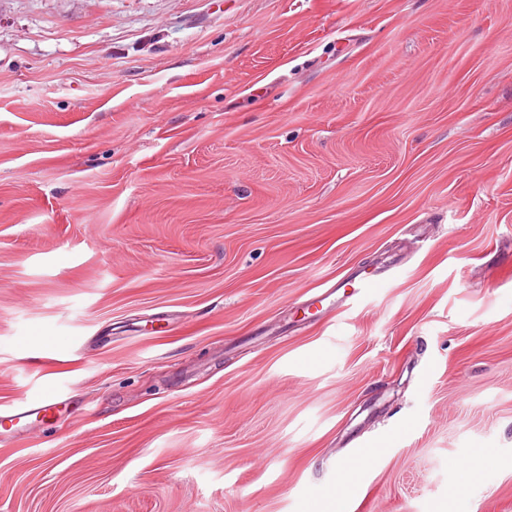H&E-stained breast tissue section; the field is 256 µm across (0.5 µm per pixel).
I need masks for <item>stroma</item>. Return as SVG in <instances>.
<instances>
[{
    "label": "stroma",
    "instance_id": "1",
    "mask_svg": "<svg viewBox=\"0 0 512 512\" xmlns=\"http://www.w3.org/2000/svg\"><path fill=\"white\" fill-rule=\"evenodd\" d=\"M51 392L0 512H512V0H0V410ZM383 275V277L380 276ZM380 274H372L366 278H364L358 288L350 295H342L341 297V301L338 302V304L333 307L334 305V301L329 305L328 309L330 308V312L336 310V309H341V308H350L354 305H356V302L353 301L354 297L356 295H359L361 294L362 297H367L371 294L374 293V291L376 290V288H378L383 282L386 281V274L385 272H382Z\"/></svg>",
    "mask_w": 512,
    "mask_h": 512
}]
</instances>
